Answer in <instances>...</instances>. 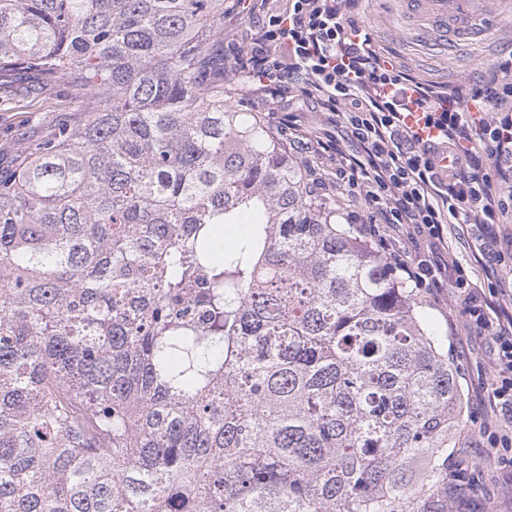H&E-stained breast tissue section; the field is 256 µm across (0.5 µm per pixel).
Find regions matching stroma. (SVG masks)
Returning <instances> with one entry per match:
<instances>
[{"label": "stroma", "instance_id": "1", "mask_svg": "<svg viewBox=\"0 0 512 512\" xmlns=\"http://www.w3.org/2000/svg\"><path fill=\"white\" fill-rule=\"evenodd\" d=\"M257 7L244 9L242 0H224V38L249 45L251 37L269 14L282 9L285 0H255ZM355 11L364 26L392 61L448 90L469 92L489 62L507 51L512 41V13L489 17L482 40L459 45L448 53L432 49L405 27L391 10L389 0H357ZM81 94L72 87L48 86L33 95L4 97L0 94V159L10 160L21 136L45 133L63 117L80 112ZM275 116H289L298 126L344 142L349 152L360 146L349 140L343 121L324 122L311 106L273 104ZM512 248V222L483 227L452 224L448 227V251L469 274L476 295L495 309L512 313V272L498 276L486 272L489 252ZM430 320L448 335V358L463 390L464 414L455 430V446L448 451V496L445 512H512V466L490 461L489 437L484 424H504L505 418L492 400L493 342L490 336L466 325L463 304L450 287L418 292Z\"/></svg>", "mask_w": 512, "mask_h": 512}]
</instances>
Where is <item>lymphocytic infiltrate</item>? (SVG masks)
<instances>
[{
	"instance_id": "f902f5d3",
	"label": "lymphocytic infiltrate",
	"mask_w": 512,
	"mask_h": 512,
	"mask_svg": "<svg viewBox=\"0 0 512 512\" xmlns=\"http://www.w3.org/2000/svg\"><path fill=\"white\" fill-rule=\"evenodd\" d=\"M354 5L355 0H287L249 46L231 42L227 50L242 62L259 102L302 98L343 118L360 153H346L331 139L310 143L299 132L293 138L316 157L336 156V168L324 181L344 202L360 205L363 236L378 243L410 282L435 288L453 276L468 325L495 338L492 394L512 413V320L492 321L454 259L411 264L398 241L417 229L441 244L446 225L489 226L512 212V55L489 64L468 94L456 96L383 56L353 18ZM413 112L434 129L431 142L407 124ZM440 148L458 161L446 175L433 163ZM390 225L398 237L387 234Z\"/></svg>"
}]
</instances>
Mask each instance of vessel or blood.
I'll return each instance as SVG.
<instances>
[{"label":"vessel or blood","instance_id":"vessel-or-blood-1","mask_svg":"<svg viewBox=\"0 0 512 512\" xmlns=\"http://www.w3.org/2000/svg\"><path fill=\"white\" fill-rule=\"evenodd\" d=\"M419 36L452 47L480 39L490 7L512 9V0H396Z\"/></svg>","mask_w":512,"mask_h":512}]
</instances>
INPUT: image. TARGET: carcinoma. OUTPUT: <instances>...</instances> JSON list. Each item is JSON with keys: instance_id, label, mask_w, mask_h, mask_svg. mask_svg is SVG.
<instances>
[{"instance_id": "1", "label": "carcinoma", "mask_w": 512, "mask_h": 512, "mask_svg": "<svg viewBox=\"0 0 512 512\" xmlns=\"http://www.w3.org/2000/svg\"><path fill=\"white\" fill-rule=\"evenodd\" d=\"M0 512H436L448 336L224 84V0H0ZM248 225L215 258L224 228ZM0 94V158L9 161L24 135L45 133L65 116L73 117L83 105L82 95L74 88L47 86L37 94Z\"/></svg>"}]
</instances>
